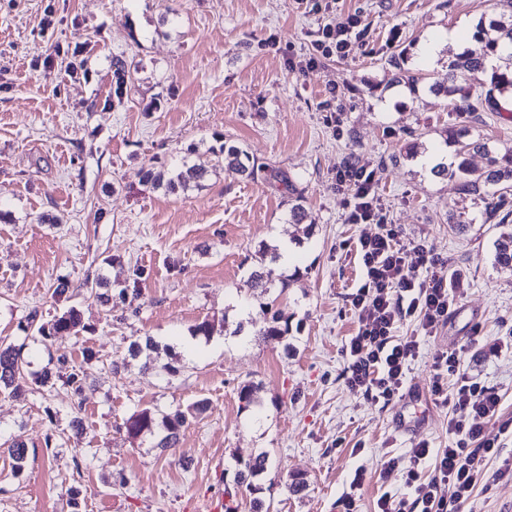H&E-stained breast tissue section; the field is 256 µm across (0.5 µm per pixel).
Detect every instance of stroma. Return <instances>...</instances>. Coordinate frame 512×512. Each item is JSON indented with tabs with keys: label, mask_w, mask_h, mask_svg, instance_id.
Returning a JSON list of instances; mask_svg holds the SVG:
<instances>
[{
	"label": "stroma",
	"mask_w": 512,
	"mask_h": 512,
	"mask_svg": "<svg viewBox=\"0 0 512 512\" xmlns=\"http://www.w3.org/2000/svg\"><path fill=\"white\" fill-rule=\"evenodd\" d=\"M511 9L506 0H0V340L23 345L31 374L61 354L82 361L88 348L100 359L77 396L61 383L0 392V444L28 449L20 472L0 452V512H199L227 494L249 512L254 495L237 483L236 462L263 451L270 464L256 496L270 512H343L350 494L359 512H374L383 492L410 495L384 462L407 460L422 442L448 447L449 420L468 416L431 391L436 356L453 349L461 373L500 398L480 425L497 446L489 467L506 471L465 512H512V428L503 427L512 272L494 261L503 227L488 196L422 163L452 127L512 148V119L450 111L430 89L448 79V32L481 54L479 21ZM339 13L361 20L355 56L295 70L313 32ZM400 54L423 77L417 94L392 80ZM116 57L126 63L120 81ZM226 143L287 172L306 223H289L283 187L217 167ZM349 160L376 171L417 279L428 277L420 245L458 277L434 335L399 323L397 336L419 349L388 404L347 385L343 348L358 329L349 296L363 282L356 245L380 230L346 221L349 196L335 176ZM200 163L208 178L184 192L145 181L153 167ZM285 240L296 243L285 269L293 280L276 305L289 332L273 347L260 338L266 317L249 273L260 244ZM99 277L126 296L100 302L85 285ZM60 280L69 292L56 301ZM71 308L79 333L27 340L31 311L48 321ZM204 320L209 342L186 350ZM148 337L159 349L146 369L128 347ZM249 382L260 403L245 410L238 392ZM204 398L211 408L190 420L178 453L125 433L134 412ZM360 467L367 477L351 488ZM294 477L306 483L298 495L285 487Z\"/></svg>",
	"instance_id": "obj_1"
}]
</instances>
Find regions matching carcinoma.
<instances>
[{"mask_svg": "<svg viewBox=\"0 0 512 512\" xmlns=\"http://www.w3.org/2000/svg\"><path fill=\"white\" fill-rule=\"evenodd\" d=\"M477 36L485 43V53L475 57L467 53L456 56L448 69V84L440 87L448 98L449 106L453 112H505L507 108L503 103L512 101V14H502L497 18L480 21ZM403 57L394 60L393 66L400 70L396 82L407 85L411 92L418 91L421 77L401 69ZM470 74V78L483 84L484 94L471 98L463 93L462 87L457 85L460 75ZM448 139L457 146V155L463 157L471 152L480 153L487 159L486 169L475 173L468 169L465 161H460L455 168L440 166L434 170L438 176H459L463 179L462 186L467 191L484 193L494 199L492 212H497L498 202L512 193V148L504 153L490 146L484 138L472 135V131L463 127L451 130ZM221 164L225 171L246 179H255L257 171H264L263 179L274 182L293 190V184L288 175L280 170L268 166L258 167L250 163V157L236 146H224L220 151ZM209 175L204 166L193 167L188 176L179 173L168 177L165 172L147 171L146 181L154 187L161 188L168 193L175 194L187 189L189 182L201 184ZM261 262L250 272L253 287L259 291L260 296H267L272 290L278 288L285 292L290 285V278L276 272V264L281 258L279 248L264 244L260 247ZM495 263L503 269H512V230L503 232L495 241ZM78 312L71 308L53 319L43 322L39 320L38 311L29 313L23 330L36 333L41 340L46 341L59 333H78L80 328ZM288 336V314L277 309L271 315V320L262 334L264 342L278 345ZM155 342L148 338L145 344L134 342L130 345V354L134 358L144 357L143 367L150 364V352L155 350ZM96 358V354L85 351L83 361L80 363L70 360L65 355L56 358L54 367L44 368L35 376V383L43 388H51L55 381L63 378L65 384L76 393L81 391L83 379L86 376L85 365ZM28 366L22 354V347L11 343H0V389H9L17 393L26 387L25 372L21 368ZM209 409V401L199 400L183 410L179 407L169 412H159L145 408L128 417L124 423L126 434L130 438L151 436L156 440L155 447L172 449L179 447L181 432L188 420L198 418ZM7 453L15 462V468L21 472L27 459L26 445L14 442L7 448ZM269 455L261 452L248 461L238 463V481L247 483L249 490H259L254 481L258 480L268 469Z\"/></svg>", "mask_w": 512, "mask_h": 512, "instance_id": "carcinoma-1", "label": "carcinoma"}]
</instances>
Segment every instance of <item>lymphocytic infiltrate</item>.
I'll return each mask as SVG.
<instances>
[{
    "label": "lymphocytic infiltrate",
    "mask_w": 512,
    "mask_h": 512,
    "mask_svg": "<svg viewBox=\"0 0 512 512\" xmlns=\"http://www.w3.org/2000/svg\"><path fill=\"white\" fill-rule=\"evenodd\" d=\"M361 21L354 14H340L322 25L311 45L312 54L298 64L299 70L314 67L320 59H347L355 52L356 29ZM376 173L343 163L336 170L337 187L352 191L347 219L354 224H379L382 232L361 239L357 245L364 268V281L350 296L357 312L359 328L345 346L347 384L375 398L392 400L404 385L405 370L417 354L413 339L397 336L398 324L415 316L425 334H432L447 319L455 302L453 289L447 284L442 263L428 259L430 279L416 281L398 245L397 231L383 224V208L376 193ZM457 352H443L434 362L432 378L434 395H449L454 405L470 410V421H449L448 431L454 435L452 447L431 451L421 443L410 452L406 464L389 459L387 469L403 468L411 499H397L385 494L378 498L377 512H463L473 493L497 482L501 471L487 468L485 460L495 453L494 442L483 438L480 420L493 417L499 399L479 383L462 378L453 392H446L448 376L459 370ZM435 455V475L430 480L419 476L418 467L428 455Z\"/></svg>",
    "instance_id": "obj_1"
}]
</instances>
